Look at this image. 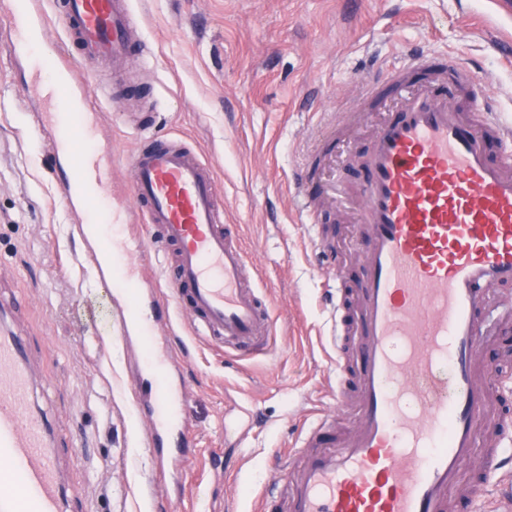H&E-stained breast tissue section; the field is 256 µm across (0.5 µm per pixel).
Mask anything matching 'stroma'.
<instances>
[{"mask_svg":"<svg viewBox=\"0 0 512 512\" xmlns=\"http://www.w3.org/2000/svg\"><path fill=\"white\" fill-rule=\"evenodd\" d=\"M488 0H133L147 59L77 66L85 111L98 114L92 144L112 166V207L133 225L125 262L161 317L154 333L177 367L190 439L146 446L147 421L133 401L146 379L123 334L114 287L102 281L90 246L66 206L58 163L28 90L29 62L3 45L12 25L0 10V325L23 336L31 397L59 442L66 512H257L274 492L273 461L299 430L333 405L336 353L329 346L330 272L294 221V177L327 114L341 116L336 152L338 204L322 222L347 287H358L368 228L367 157L391 105L355 106L399 53L464 60L512 123V70L503 47L468 32L465 9ZM181 140L215 171L224 221L240 227L248 272L274 301L275 341L257 359L225 354L191 315L177 311L166 256L136 212L132 157L138 124ZM481 361L512 374V285L490 288L481 308ZM495 429L479 439L478 462L460 473L449 512H469L467 491L498 461ZM156 481L155 499L147 484Z\"/></svg>","mask_w":512,"mask_h":512,"instance_id":"1","label":"stroma"}]
</instances>
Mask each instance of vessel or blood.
I'll return each instance as SVG.
<instances>
[{
    "label": "vessel or blood",
    "mask_w": 512,
    "mask_h": 512,
    "mask_svg": "<svg viewBox=\"0 0 512 512\" xmlns=\"http://www.w3.org/2000/svg\"><path fill=\"white\" fill-rule=\"evenodd\" d=\"M68 37L86 62L126 60L139 38L131 0H54ZM7 47L19 54L44 37L41 0H12ZM59 75L44 82L42 69ZM74 61L32 64L55 156L65 158L63 194L76 223H111L105 202L112 172L83 141L94 124L74 108ZM476 72L445 56L404 54L368 96L397 102L366 160L370 237L355 300L337 296L330 341L336 348V405L356 403L343 444L323 442V416L279 458L286 512H447L448 494L478 446L495 392L494 366L479 367L480 306L489 288L512 284V127L485 98L471 97ZM340 127L324 121L318 145L298 168L296 223L317 252H329L311 216L333 195L323 168L333 164ZM138 213L155 242L173 252L167 277L178 306L191 309L227 353L261 355L274 329L270 304L245 276L248 255L215 193L211 166L191 149L147 132L132 159ZM30 373L18 336L0 333V512H62L55 444L30 402ZM176 389L158 383L137 398L152 418L150 447L182 428ZM471 499L486 512H512V481L487 473Z\"/></svg>",
    "instance_id": "b4317fda"
}]
</instances>
